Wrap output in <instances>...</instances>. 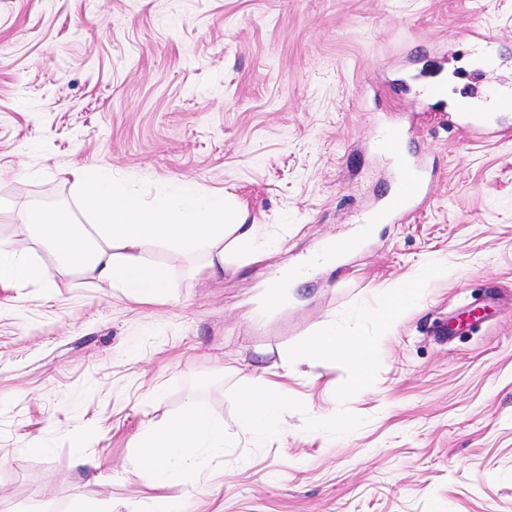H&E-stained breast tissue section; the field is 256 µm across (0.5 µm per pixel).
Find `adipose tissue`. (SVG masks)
Here are the masks:
<instances>
[{
	"mask_svg": "<svg viewBox=\"0 0 512 512\" xmlns=\"http://www.w3.org/2000/svg\"><path fill=\"white\" fill-rule=\"evenodd\" d=\"M69 174L92 223L77 224L51 211L29 213L27 221L34 226L30 247L21 249L0 238L1 288H21L42 279L34 256L43 251L85 275L99 291L121 288L149 302L164 293L167 272L146 262L148 247L204 254V262L192 270L196 276L222 272L230 258L249 262L269 254L256 243L257 225L225 224L223 197L188 186L177 202L146 204L121 192L106 176L89 178L86 167H72ZM138 446L145 478L162 487L177 472L199 469L208 454L222 450L224 426L192 402L164 423L150 424Z\"/></svg>",
	"mask_w": 512,
	"mask_h": 512,
	"instance_id": "obj_1",
	"label": "adipose tissue"
}]
</instances>
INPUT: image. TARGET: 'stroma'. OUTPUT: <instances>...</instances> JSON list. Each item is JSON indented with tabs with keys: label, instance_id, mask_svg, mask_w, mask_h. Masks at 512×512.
Segmentation results:
<instances>
[{
	"label": "stroma",
	"instance_id": "stroma-1",
	"mask_svg": "<svg viewBox=\"0 0 512 512\" xmlns=\"http://www.w3.org/2000/svg\"><path fill=\"white\" fill-rule=\"evenodd\" d=\"M478 32L501 42L496 73L473 62ZM493 83L512 88V0H0V238L26 240L35 210L89 223L67 175L83 165L147 203L189 183L223 195L225 223L276 250L193 278L194 257L149 249L168 273L152 303L44 254V281L0 288V512H152L160 492L171 512H512V114L488 142L448 127ZM430 84L440 97L410 108L386 93ZM394 123L428 200L361 238L396 178L377 145ZM283 261L306 274L256 316ZM430 261L447 272L344 405L362 426L305 430L343 407L345 370L313 360L284 380L305 413L262 444L242 433L235 386ZM479 300L480 327L433 336ZM193 401L226 445L156 491L137 440Z\"/></svg>",
	"mask_w": 512,
	"mask_h": 512
}]
</instances>
